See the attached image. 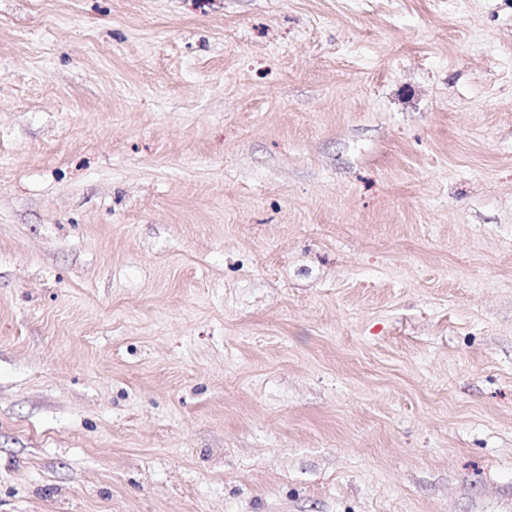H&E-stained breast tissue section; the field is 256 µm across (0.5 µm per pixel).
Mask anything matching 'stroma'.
Here are the masks:
<instances>
[{
	"label": "stroma",
	"mask_w": 512,
	"mask_h": 512,
	"mask_svg": "<svg viewBox=\"0 0 512 512\" xmlns=\"http://www.w3.org/2000/svg\"><path fill=\"white\" fill-rule=\"evenodd\" d=\"M0 512H512V0H0Z\"/></svg>",
	"instance_id": "35a3bbf8"
}]
</instances>
